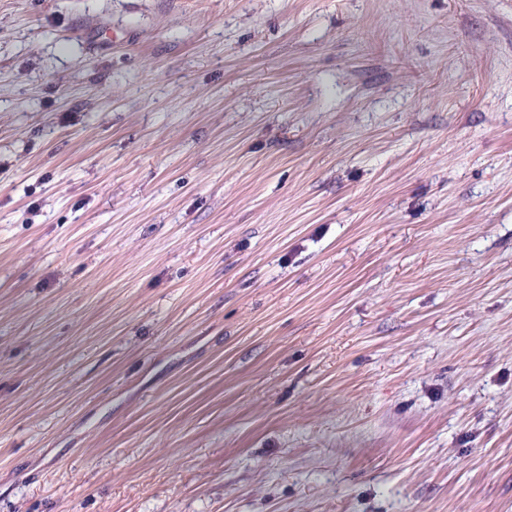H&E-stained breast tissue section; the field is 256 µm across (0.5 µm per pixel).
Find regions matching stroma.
Instances as JSON below:
<instances>
[{"instance_id":"obj_1","label":"stroma","mask_w":512,"mask_h":512,"mask_svg":"<svg viewBox=\"0 0 512 512\" xmlns=\"http://www.w3.org/2000/svg\"><path fill=\"white\" fill-rule=\"evenodd\" d=\"M0 512H512V0H0Z\"/></svg>"}]
</instances>
